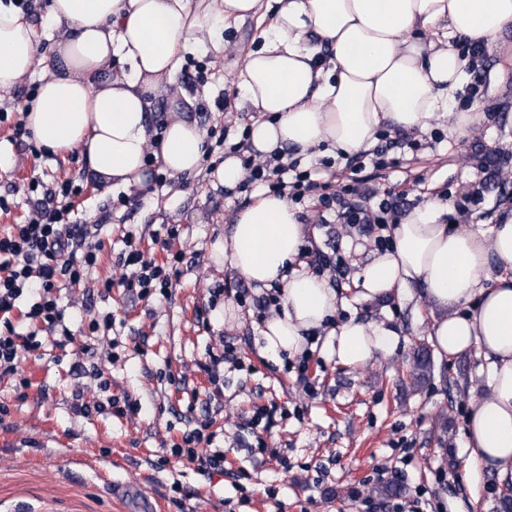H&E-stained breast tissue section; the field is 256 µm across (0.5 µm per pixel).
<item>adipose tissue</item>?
<instances>
[{"mask_svg": "<svg viewBox=\"0 0 512 512\" xmlns=\"http://www.w3.org/2000/svg\"><path fill=\"white\" fill-rule=\"evenodd\" d=\"M64 30L56 72L18 105L49 152L79 150L97 182L148 192L155 156L173 175L197 171L205 136L188 114L196 106L178 84L203 39L232 52L226 33L264 21L237 75L240 104L260 113L250 130L259 157L288 147L351 155L370 147L383 125L425 129L465 80L457 39L491 43L512 26V0H51ZM120 70H113V63ZM40 63L22 11L0 0V91ZM168 102L159 150L148 111ZM306 227L287 198L258 194L236 215L221 255L249 281L283 286V311L262 331L266 352L301 354L306 335H325L329 357L361 365L392 352L386 324L332 318L345 299L301 260ZM421 287L440 309L432 325L440 354L479 347L488 389L471 402V459L512 480V216L490 232L446 224L415 210L393 227V246L363 270L359 294L379 300Z\"/></svg>", "mask_w": 512, "mask_h": 512, "instance_id": "1", "label": "adipose tissue"}]
</instances>
